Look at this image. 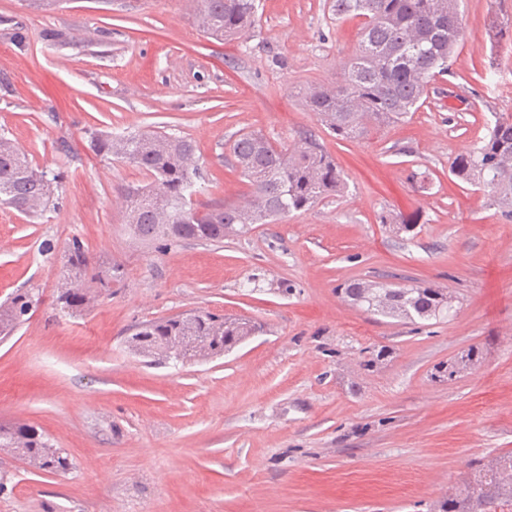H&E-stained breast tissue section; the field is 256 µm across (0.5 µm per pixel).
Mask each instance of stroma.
Here are the masks:
<instances>
[{"label":"stroma","mask_w":512,"mask_h":512,"mask_svg":"<svg viewBox=\"0 0 512 512\" xmlns=\"http://www.w3.org/2000/svg\"><path fill=\"white\" fill-rule=\"evenodd\" d=\"M331 4L258 0L254 28L218 42L186 0H0V133L64 174L59 209L0 206V303L37 300L0 342V424L29 423L73 462L44 475L0 448V512H435L472 460L512 452V218L450 171L512 114V0H461L437 95L363 141L298 95L358 47V20ZM147 130L195 142L199 203L248 193L229 146L249 130L312 132L347 188L221 242H138L116 189L143 176L90 139ZM390 211L413 230L382 224ZM76 238L122 279L68 315L58 272ZM350 279L442 288L455 311L374 317L340 298ZM195 309L262 330L201 362L130 350L138 324ZM472 348L476 366L438 377Z\"/></svg>","instance_id":"stroma-1"}]
</instances>
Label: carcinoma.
<instances>
[{
	"instance_id": "1",
	"label": "carcinoma",
	"mask_w": 512,
	"mask_h": 512,
	"mask_svg": "<svg viewBox=\"0 0 512 512\" xmlns=\"http://www.w3.org/2000/svg\"><path fill=\"white\" fill-rule=\"evenodd\" d=\"M195 25L217 40H233L255 24L256 0H189ZM338 18L360 20L355 56L332 85H310L304 106L336 136L361 140L418 111L434 82L448 72L463 36L459 0H333ZM92 149L103 157L135 166L143 186L119 189L126 224L139 240L168 247L183 241L222 242L255 224H272L305 213L344 192L346 183L333 157L311 136L272 143L265 135L242 132L231 145L236 165L251 186L237 204L201 205L192 200L199 177L194 142L167 132L96 134ZM451 173L489 196V206L512 218V114L495 117L474 147L458 155ZM59 174L39 168L12 139L0 134V205L38 218L58 207ZM118 269L99 270L80 241L72 242L59 277V301L71 313L87 306L94 285L117 277ZM341 298L363 311L411 323L441 319L453 299L423 284L393 285L354 279L338 288ZM33 296L20 292L0 305V339L27 321ZM257 330L251 321L195 310L143 325L129 345L144 357L163 360L205 358L224 353ZM0 446L34 462L48 473H65L73 463L43 432L17 421L0 425ZM470 477L451 491L439 512H494L512 506V452L470 465Z\"/></svg>"
}]
</instances>
